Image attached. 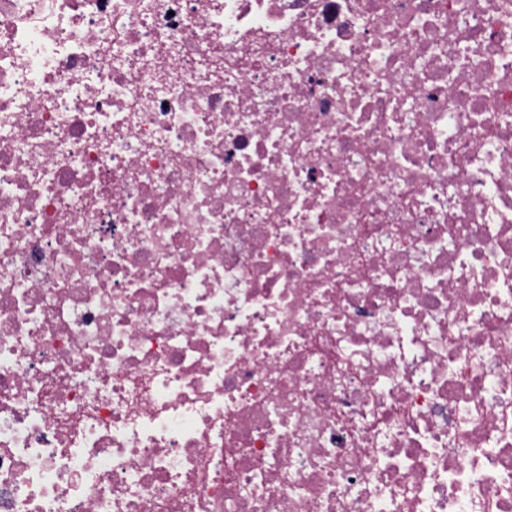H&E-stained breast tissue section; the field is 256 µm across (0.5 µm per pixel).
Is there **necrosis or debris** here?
<instances>
[{"label":"necrosis or debris","instance_id":"obj_1","mask_svg":"<svg viewBox=\"0 0 512 512\" xmlns=\"http://www.w3.org/2000/svg\"><path fill=\"white\" fill-rule=\"evenodd\" d=\"M0 512H512V0H0Z\"/></svg>","mask_w":512,"mask_h":512}]
</instances>
